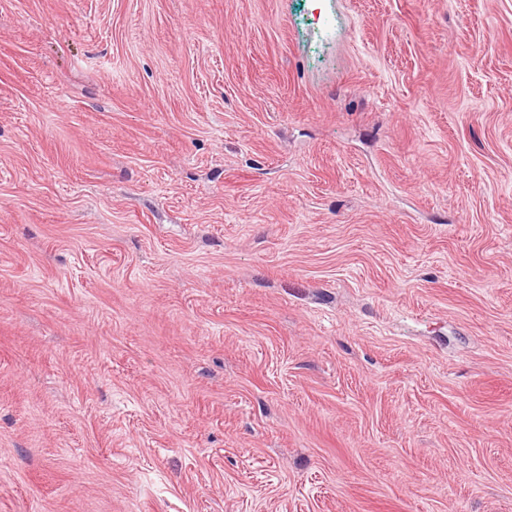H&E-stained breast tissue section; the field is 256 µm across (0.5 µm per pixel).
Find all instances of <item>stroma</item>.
<instances>
[{
  "instance_id": "stroma-1",
  "label": "stroma",
  "mask_w": 512,
  "mask_h": 512,
  "mask_svg": "<svg viewBox=\"0 0 512 512\" xmlns=\"http://www.w3.org/2000/svg\"><path fill=\"white\" fill-rule=\"evenodd\" d=\"M0 512H512V0H0Z\"/></svg>"
}]
</instances>
